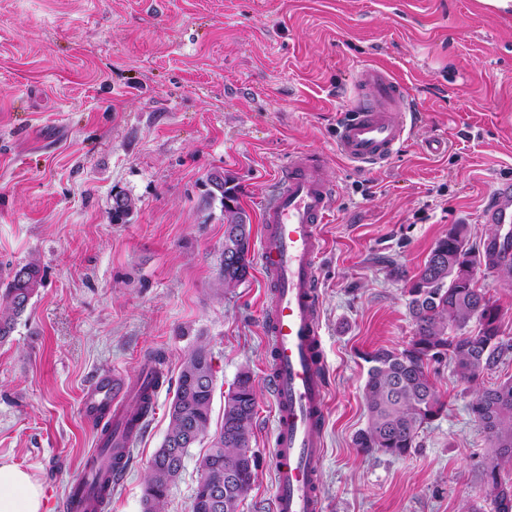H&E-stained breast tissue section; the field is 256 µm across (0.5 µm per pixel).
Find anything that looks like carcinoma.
<instances>
[{
  "label": "carcinoma",
  "instance_id": "1",
  "mask_svg": "<svg viewBox=\"0 0 512 512\" xmlns=\"http://www.w3.org/2000/svg\"><path fill=\"white\" fill-rule=\"evenodd\" d=\"M210 195L220 197L227 227L250 236L247 216L233 187L224 177L211 179ZM481 256L468 246L467 229L456 224L430 251L408 290V313L414 325L410 342L400 350L381 348L365 357L369 364L364 385L368 412L366 429L355 444L361 450L400 458L415 448L423 426L442 412L431 366L449 359L456 375L474 382L495 365L509 346L501 338L497 308L481 289L458 279L461 260ZM250 263L235 267L220 263V280L234 288L246 281ZM42 284L35 263L18 266L0 290V342L11 336L16 319L26 310ZM477 327L470 329V323ZM214 370L208 349L200 345L185 358L169 406V426L162 445L150 462L143 490L144 512H164L170 486L179 477L190 448L207 435L214 394ZM256 392L250 372L242 371L224 396L223 421L203 458L191 501V512H238L258 467L250 447ZM470 411L490 441L493 456L483 468V498L493 512H512V484L502 483L500 467L512 463V378L480 390ZM223 488L221 506L208 507L206 493Z\"/></svg>",
  "mask_w": 512,
  "mask_h": 512
}]
</instances>
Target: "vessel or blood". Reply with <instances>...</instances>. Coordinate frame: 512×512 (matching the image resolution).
<instances>
[{
    "instance_id": "obj_1",
    "label": "vessel or blood",
    "mask_w": 512,
    "mask_h": 512,
    "mask_svg": "<svg viewBox=\"0 0 512 512\" xmlns=\"http://www.w3.org/2000/svg\"><path fill=\"white\" fill-rule=\"evenodd\" d=\"M350 115L336 129L337 152L360 170L387 163L411 134V105L401 84L383 68L363 67ZM338 187L311 154L291 153L279 168L275 189L262 204L257 258L265 276L263 331L270 357L268 380L274 406L272 512H325L318 470L329 410L319 320L318 261L326 250L321 232L335 206ZM495 231L483 242L486 261L512 257V182L495 183L482 210ZM157 397L147 376L129 379L104 371L86 388L83 419L111 421L123 448L141 434L126 403L141 393ZM88 457L68 483L61 512H108L110 496L97 493Z\"/></svg>"
}]
</instances>
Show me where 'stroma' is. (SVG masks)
Returning <instances> with one entry per match:
<instances>
[{
    "instance_id": "stroma-1",
    "label": "stroma",
    "mask_w": 512,
    "mask_h": 512,
    "mask_svg": "<svg viewBox=\"0 0 512 512\" xmlns=\"http://www.w3.org/2000/svg\"><path fill=\"white\" fill-rule=\"evenodd\" d=\"M367 64L402 82L410 139L368 171L336 151V127ZM442 142L440 154L427 141ZM317 154L339 187L322 233L320 325L329 411L319 483L327 512H490L480 495L490 444L469 406L512 377V351L474 382L443 363L441 416L410 455L365 453L367 353L414 333L407 290L455 224L481 249L493 183L512 179V6L492 0H0V283L35 262L43 284L0 342V461L64 494L95 450L80 412L100 372L134 375L161 354L156 412L112 487L111 512H143L151 458L185 357L206 345L211 430L247 370L259 467L239 512H271L274 412L258 266L219 281L224 210L208 178L231 179L260 235V208L290 153ZM135 208L113 222L115 193ZM477 281L512 343V277ZM190 448L164 512H190Z\"/></svg>"
}]
</instances>
